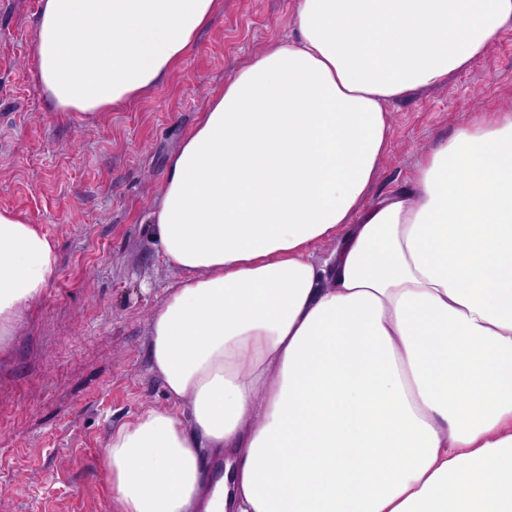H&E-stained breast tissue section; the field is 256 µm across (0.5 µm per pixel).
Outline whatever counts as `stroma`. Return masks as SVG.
I'll return each mask as SVG.
<instances>
[{
	"label": "stroma",
	"mask_w": 512,
	"mask_h": 512,
	"mask_svg": "<svg viewBox=\"0 0 512 512\" xmlns=\"http://www.w3.org/2000/svg\"><path fill=\"white\" fill-rule=\"evenodd\" d=\"M295 0H222L183 62L108 112H53L32 56L39 0H0V210L20 212L59 260L0 349V512H112L101 476L112 428L167 396L148 365V319L178 279L151 240L167 163L208 98L294 33ZM373 197L405 187L420 155L484 112L512 113V30L468 69L390 105Z\"/></svg>",
	"instance_id": "1"
}]
</instances>
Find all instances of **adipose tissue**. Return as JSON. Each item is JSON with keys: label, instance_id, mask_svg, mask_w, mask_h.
<instances>
[{"label": "adipose tissue", "instance_id": "1", "mask_svg": "<svg viewBox=\"0 0 512 512\" xmlns=\"http://www.w3.org/2000/svg\"><path fill=\"white\" fill-rule=\"evenodd\" d=\"M218 6L39 0L48 107L148 94ZM294 24L209 98L152 204L180 275L146 346L170 403L108 435L112 512H512V114L368 199L389 105L467 69L512 0H297ZM57 264L0 210V344Z\"/></svg>", "mask_w": 512, "mask_h": 512}]
</instances>
